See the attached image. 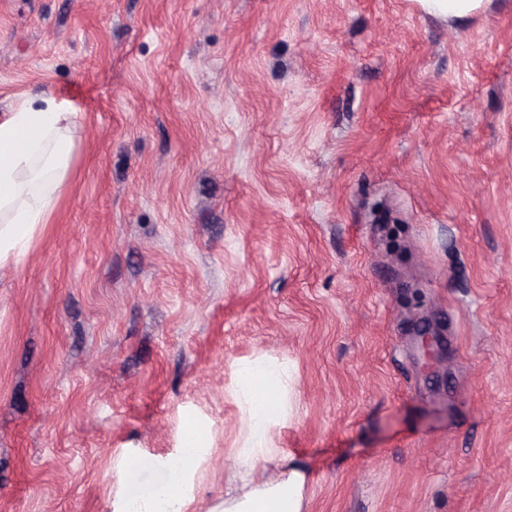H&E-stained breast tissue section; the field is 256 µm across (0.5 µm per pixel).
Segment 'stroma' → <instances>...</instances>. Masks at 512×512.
<instances>
[{
	"instance_id": "1",
	"label": "stroma",
	"mask_w": 512,
	"mask_h": 512,
	"mask_svg": "<svg viewBox=\"0 0 512 512\" xmlns=\"http://www.w3.org/2000/svg\"><path fill=\"white\" fill-rule=\"evenodd\" d=\"M40 90L78 125L0 266V512H124L190 428L211 512L259 357L302 512H512V0H0V113ZM485 0H421L425 9L438 17L462 21L481 9Z\"/></svg>"
}]
</instances>
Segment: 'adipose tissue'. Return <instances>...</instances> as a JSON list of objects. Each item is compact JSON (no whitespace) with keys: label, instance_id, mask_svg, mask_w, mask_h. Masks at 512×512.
<instances>
[{"label":"adipose tissue","instance_id":"obj_1","mask_svg":"<svg viewBox=\"0 0 512 512\" xmlns=\"http://www.w3.org/2000/svg\"><path fill=\"white\" fill-rule=\"evenodd\" d=\"M73 126V114L61 111L46 92L0 114V265L20 260L54 209L68 176ZM287 378V371L269 359L240 371L246 434L236 462L248 478L259 459L275 454L269 435ZM304 484V474L294 467L274 480H249L242 492L225 493L213 512H302Z\"/></svg>","mask_w":512,"mask_h":512}]
</instances>
